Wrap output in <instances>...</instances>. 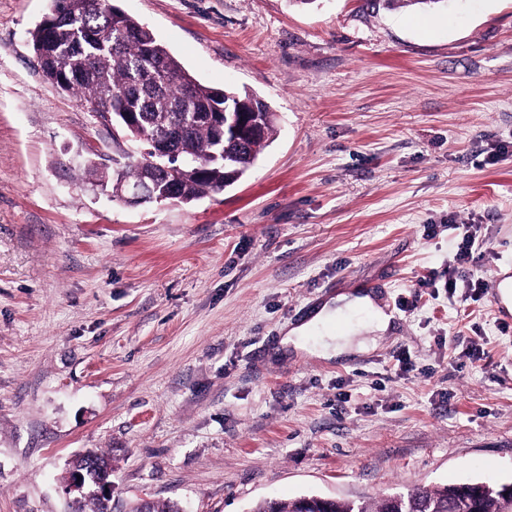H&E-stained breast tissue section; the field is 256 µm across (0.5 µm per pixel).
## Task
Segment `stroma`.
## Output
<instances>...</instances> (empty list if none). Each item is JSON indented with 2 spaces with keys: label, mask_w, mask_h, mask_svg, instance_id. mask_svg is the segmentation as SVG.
Instances as JSON below:
<instances>
[{
  "label": "stroma",
  "mask_w": 512,
  "mask_h": 512,
  "mask_svg": "<svg viewBox=\"0 0 512 512\" xmlns=\"http://www.w3.org/2000/svg\"><path fill=\"white\" fill-rule=\"evenodd\" d=\"M112 3L275 132L221 192L114 200L87 168L134 143L38 72L51 0H0V512H71L89 449L112 512L512 483V0ZM467 226L488 248L448 288ZM357 288L391 330L358 314L364 352L282 351ZM87 458H94L96 462L102 464L103 467L112 472V466L109 460L102 454L94 451H88L85 455H80L73 462L72 468H82ZM106 470L101 471V476L96 481H91L87 478L85 472L79 469H73L70 472L68 483L65 488L67 493L77 492L79 496L74 498V502H78L83 498L94 497L100 500L105 507L104 512H111L110 502L112 501V473ZM77 475H80V481H77ZM89 498L81 503L75 509V512H102L100 503L94 499Z\"/></svg>",
  "instance_id": "35a3bbf8"
}]
</instances>
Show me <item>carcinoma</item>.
<instances>
[{
  "instance_id": "cac0c4a2",
  "label": "carcinoma",
  "mask_w": 512,
  "mask_h": 512,
  "mask_svg": "<svg viewBox=\"0 0 512 512\" xmlns=\"http://www.w3.org/2000/svg\"><path fill=\"white\" fill-rule=\"evenodd\" d=\"M88 0H51L50 11L58 14L51 34L39 24L32 32L33 49L43 76L66 93L92 105L97 112L110 113L119 127H124L123 112H139L140 125L134 142L140 149L152 147L170 123L182 116L192 120L185 153L161 164L181 169L177 183V200L190 203L211 193L224 190V182L240 179L267 146L275 130L274 114L252 92L228 90L222 100L219 91L201 84L177 60L150 30L128 15L115 14L110 0H98V7L88 9ZM446 0H384L389 9L425 10ZM158 61L168 71L163 89L145 98H135L127 91L144 77L149 60ZM254 105L268 113L266 136L258 142L222 151L213 129L201 114L214 108ZM136 152L131 161L114 174L112 181L122 179L136 183L142 176ZM481 500L473 496L471 483L443 487H419L397 501L389 497L374 505L379 512H505L512 507L502 497V484L483 482ZM132 512H179L177 505L143 501Z\"/></svg>"
}]
</instances>
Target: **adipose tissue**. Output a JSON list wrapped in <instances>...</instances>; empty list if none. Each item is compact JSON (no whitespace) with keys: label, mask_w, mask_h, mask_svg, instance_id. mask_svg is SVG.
Wrapping results in <instances>:
<instances>
[{"label":"adipose tissue","mask_w":512,"mask_h":512,"mask_svg":"<svg viewBox=\"0 0 512 512\" xmlns=\"http://www.w3.org/2000/svg\"><path fill=\"white\" fill-rule=\"evenodd\" d=\"M368 314L371 327L378 332H386L391 325V318L366 293H342L316 308L309 319L290 329L281 340L282 346L292 347L325 359L337 358L356 352L357 347L350 337L339 336L321 340L320 335L325 325L333 319L349 317L355 314Z\"/></svg>","instance_id":"ef3b65f1"}]
</instances>
